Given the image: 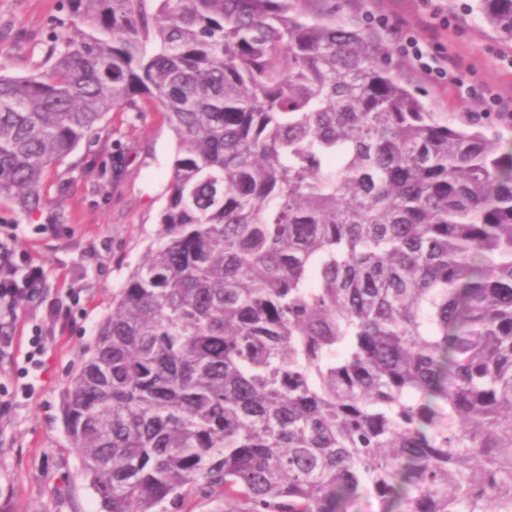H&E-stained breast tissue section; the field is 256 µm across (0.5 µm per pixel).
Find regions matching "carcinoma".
Instances as JSON below:
<instances>
[{
	"instance_id": "1",
	"label": "carcinoma",
	"mask_w": 512,
	"mask_h": 512,
	"mask_svg": "<svg viewBox=\"0 0 512 512\" xmlns=\"http://www.w3.org/2000/svg\"><path fill=\"white\" fill-rule=\"evenodd\" d=\"M308 0H67L0 66V200L107 115L176 150L63 393L105 512H512V113L429 112ZM512 37V0H479Z\"/></svg>"
}]
</instances>
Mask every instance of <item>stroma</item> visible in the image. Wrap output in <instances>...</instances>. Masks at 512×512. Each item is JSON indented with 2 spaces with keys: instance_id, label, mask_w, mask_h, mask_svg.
<instances>
[{
  "instance_id": "1",
  "label": "stroma",
  "mask_w": 512,
  "mask_h": 512,
  "mask_svg": "<svg viewBox=\"0 0 512 512\" xmlns=\"http://www.w3.org/2000/svg\"><path fill=\"white\" fill-rule=\"evenodd\" d=\"M478 0H338L336 19L362 28L386 45L397 79L432 112H469L447 80L427 75L403 52L401 36L420 40L426 54H450L478 91L512 98V38L485 23ZM64 0H0V63L27 74L42 61L48 25L66 18ZM175 138L163 113H110L92 156L76 151L48 177L47 197L60 201L68 221L48 211L27 217L0 202V234L16 232L20 247L45 269L39 298L17 307L0 327L13 350L0 354V512H101L66 434L62 394L82 366L95 330L112 309L158 228ZM66 184L58 194L57 184ZM61 299L58 320L46 315ZM43 334L44 365L26 369L30 336ZM33 395L21 392L23 382Z\"/></svg>"
}]
</instances>
